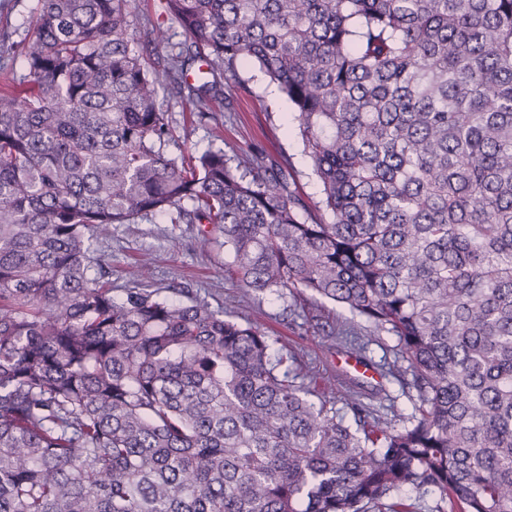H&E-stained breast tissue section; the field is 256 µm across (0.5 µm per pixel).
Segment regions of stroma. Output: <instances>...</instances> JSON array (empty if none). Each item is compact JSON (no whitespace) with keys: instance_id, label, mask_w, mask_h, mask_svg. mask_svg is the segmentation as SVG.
Returning a JSON list of instances; mask_svg holds the SVG:
<instances>
[{"instance_id":"stroma-1","label":"stroma","mask_w":512,"mask_h":512,"mask_svg":"<svg viewBox=\"0 0 512 512\" xmlns=\"http://www.w3.org/2000/svg\"><path fill=\"white\" fill-rule=\"evenodd\" d=\"M37 0H0V34L10 39L32 41L28 20ZM228 108L217 120L194 123L166 150L198 153L211 144H219L228 155L247 158L263 150L273 158L288 157L298 173L297 182L309 204L320 198V185L312 173V162L303 151L291 107L276 85L257 67L239 66L236 81L225 90ZM197 224L172 223L170 216L158 215L129 224L113 225L110 232L92 240L95 256L104 258L105 270L113 288H129L136 275V264L147 258L152 262V287L174 300H202L212 308L261 325L269 335L294 351L302 372L311 376L346 374L360 384L362 393H370L382 384L380 366L393 360L391 346L368 344L336 349L326 327L348 318L347 310L326 304L319 325L305 323L300 309L274 294L255 295L241 287L231 269L232 256L221 244L200 250Z\"/></svg>"}]
</instances>
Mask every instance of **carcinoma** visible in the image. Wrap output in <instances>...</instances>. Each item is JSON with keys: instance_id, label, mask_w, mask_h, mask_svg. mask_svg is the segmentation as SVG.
Listing matches in <instances>:
<instances>
[{"instance_id": "obj_1", "label": "carcinoma", "mask_w": 512, "mask_h": 512, "mask_svg": "<svg viewBox=\"0 0 512 512\" xmlns=\"http://www.w3.org/2000/svg\"><path fill=\"white\" fill-rule=\"evenodd\" d=\"M38 0L0 89V512H512V0ZM206 65L189 82V66ZM293 109L289 159L172 156L168 90L216 119L240 64ZM176 211L244 288L396 338L387 419L204 301L91 277L90 238ZM141 9L148 13L154 20H158L164 29H167V35L172 37L173 42L184 40L182 30L177 23L170 20L164 13L162 0H140Z\"/></svg>"}]
</instances>
